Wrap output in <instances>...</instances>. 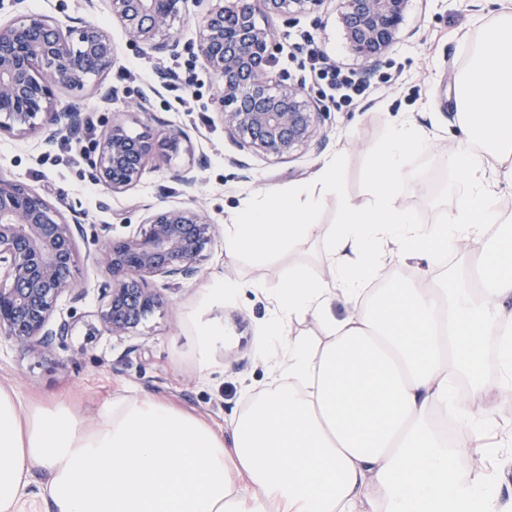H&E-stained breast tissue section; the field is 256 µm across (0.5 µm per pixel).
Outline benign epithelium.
<instances>
[{
  "instance_id": "1",
  "label": "benign epithelium",
  "mask_w": 512,
  "mask_h": 512,
  "mask_svg": "<svg viewBox=\"0 0 512 512\" xmlns=\"http://www.w3.org/2000/svg\"><path fill=\"white\" fill-rule=\"evenodd\" d=\"M182 0H112V11L129 39L159 55L180 54L169 21ZM314 0H232L198 19V53L217 79L224 131L241 150L284 157L314 136L322 107L299 85H283L267 67L276 43L257 18L303 9ZM407 0H343L342 21L351 46L376 56L398 37ZM113 63L112 39L102 27L82 21L63 30L50 17L27 13L0 24V133L43 131V145L59 135L81 140L88 113L80 102L48 111L54 88H77L102 76ZM46 115L37 124L39 115ZM188 138L181 128L158 141L130 136L119 124L106 127L85 153L87 177L112 193L141 177L157 148ZM217 232L204 214L188 206L147 208L137 233L103 237L93 258L111 273L99 288L100 331L128 336L162 297L149 287L159 276L177 284L195 280L199 261ZM85 237L75 212L66 217L40 194L0 175V335L45 355L71 335L76 304L86 295L74 280L77 242ZM72 307L52 319L58 299Z\"/></svg>"
}]
</instances>
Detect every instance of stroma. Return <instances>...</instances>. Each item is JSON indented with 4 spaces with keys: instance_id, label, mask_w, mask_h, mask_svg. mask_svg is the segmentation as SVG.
I'll return each instance as SVG.
<instances>
[{
    "instance_id": "stroma-1",
    "label": "stroma",
    "mask_w": 512,
    "mask_h": 512,
    "mask_svg": "<svg viewBox=\"0 0 512 512\" xmlns=\"http://www.w3.org/2000/svg\"><path fill=\"white\" fill-rule=\"evenodd\" d=\"M511 9L512 0H408L399 41L377 58L351 50L340 20L342 0H318L300 11L260 17V24L277 37L272 71L284 83L301 85L311 99L324 103L322 86L306 60L312 41L326 53L328 64L354 69L369 84L357 104L342 109L327 105L323 141H311L278 158L242 153L225 134L216 101L218 83L197 53L196 8L190 2L181 6L172 23L183 46L176 57L151 56L143 45L130 41L112 14V0H19L1 8L0 21L33 12L64 28L79 17L96 22L112 38L114 63L100 84L54 91L53 110L79 100L89 112L92 122L81 141L63 136L48 149L36 133L22 138L0 134V174L35 190L62 211L75 208L84 213L87 237L77 243L74 276L88 290L65 348L38 356L0 336V385L32 403H65L88 423L115 395L133 391L227 426L245 405L244 388L257 393L269 382L258 349L259 329L271 316L272 305L249 288V281L277 287L295 265L322 274L343 208L366 201L367 174L395 126L411 123L422 135L420 149L407 153L402 162V197L414 209L416 223H440L444 212L454 208L447 192L457 174L449 160L465 142L454 107L457 83L495 20ZM162 71L174 73V80L161 84ZM104 87L114 89L112 100L101 98ZM142 95L151 100V115L133 106ZM114 121L133 135L146 130L160 135L180 127L188 130L190 139L178 152L158 150L136 186L111 195L84 178L82 155ZM336 155L342 158L339 190L325 198L317 216L318 234L305 249L284 253L258 268L247 258L226 254L223 235H216L203 252L196 282L171 288L164 279H152V288L167 305L148 315L136 332L117 339L95 330L98 288L110 275L91 257L93 238L135 233L148 204L172 207L191 201L213 224L224 226L252 193L286 194L289 186L309 181L324 160ZM239 158L246 160L248 170L236 166ZM190 166L197 167L198 182L188 189L173 175ZM481 251V244L472 243L464 250L438 253L426 264L430 287L457 279ZM218 274L245 282V289L215 303L208 288ZM204 322L224 326V340L216 344L206 372L200 371L196 357V330Z\"/></svg>"
}]
</instances>
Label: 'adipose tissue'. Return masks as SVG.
I'll return each instance as SVG.
<instances>
[{"label":"adipose tissue","mask_w":512,"mask_h":512,"mask_svg":"<svg viewBox=\"0 0 512 512\" xmlns=\"http://www.w3.org/2000/svg\"><path fill=\"white\" fill-rule=\"evenodd\" d=\"M456 108L467 143L450 160L455 209L423 225L401 204L395 176L421 139L400 126L370 170L369 201L344 210L326 276L293 266L273 289L260 354L273 377L232 420L231 438L132 393L87 424L63 404L28 407L0 386V512H19L36 472L46 512H504L497 483L461 473L459 456L498 427L490 390L512 391V235L482 257V287L404 285L359 299L390 245L417 263L494 223L496 182L484 157L512 161V13L472 56ZM339 167L326 161L275 202L256 193L225 225V251L261 266L307 243ZM340 295L353 306L342 319L331 309ZM307 315L325 343L289 336L288 323ZM444 409L463 427L453 445L433 423Z\"/></svg>","instance_id":"1"}]
</instances>
